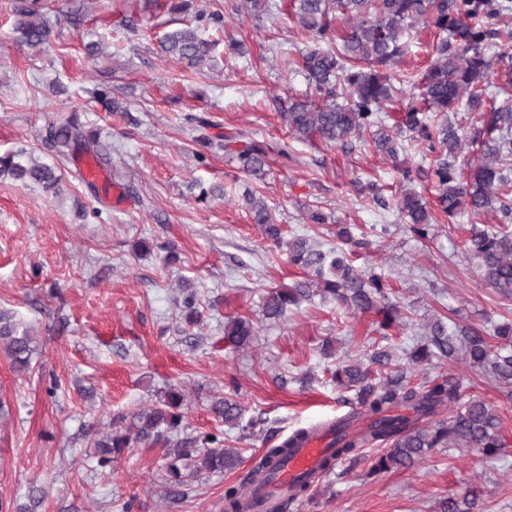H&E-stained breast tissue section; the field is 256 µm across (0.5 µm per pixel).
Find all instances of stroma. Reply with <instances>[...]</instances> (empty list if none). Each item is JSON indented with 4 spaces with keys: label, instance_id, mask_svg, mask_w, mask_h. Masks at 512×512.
<instances>
[{
    "label": "stroma",
    "instance_id": "35a3bbf8",
    "mask_svg": "<svg viewBox=\"0 0 512 512\" xmlns=\"http://www.w3.org/2000/svg\"><path fill=\"white\" fill-rule=\"evenodd\" d=\"M237 0H192L219 11L223 31L203 70H188L157 50L179 23L168 0H52L55 39L43 52L13 32L11 0H0V154L27 149L64 174L63 195L0 180V310L32 327L37 350L29 371L0 356V512H224V491L239 483L264 450L294 429L345 415L355 393L332 373L344 355L369 362L387 349L403 356L421 341L427 318L445 314L485 326L512 317L464 255L471 224L493 213L439 216L434 237L417 241L395 209L402 192L392 163L367 143L329 146L290 138L274 97H299L307 84L287 61L308 43L277 0L275 18L236 14ZM431 30L416 28L396 69L401 91L386 107L395 125L430 61ZM100 42L89 57L85 47ZM108 83L124 106L109 112L93 90ZM77 114L112 151V167L94 197L76 162L48 147L39 133L60 114ZM212 134L233 130L271 148L261 190L283 236L300 234L322 247L338 225H353L359 269L385 274L404 324L381 336L377 318L312 296L280 320H262V297L302 272L252 224L240 196L245 176L222 151L195 160L196 117ZM288 145V157L277 149ZM375 184L382 203L358 196ZM224 195L199 202L201 188ZM96 188V189H97ZM326 215L312 223L309 207ZM100 217H93V209ZM177 262H169V255ZM198 292L202 322L182 335L183 282ZM259 321L251 344L224 338L227 319ZM459 379L467 395L497 405L506 452L491 460L437 448L408 469L370 475L378 450L339 462L314 499L289 512H444L448 498L477 493L474 512H512V401L481 372L453 361L416 367L412 383L439 375ZM171 388L185 401L182 434L217 433L238 449L242 465L204 474L179 497L165 495L163 448L127 449L111 470L90 454L95 431L128 425ZM233 398L254 421V434L222 423L214 394Z\"/></svg>",
    "mask_w": 512,
    "mask_h": 512
}]
</instances>
